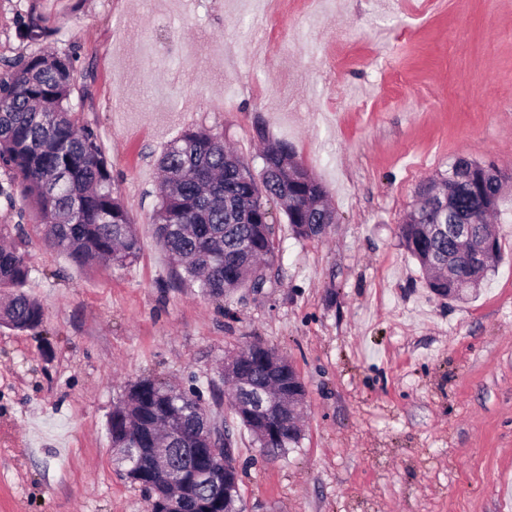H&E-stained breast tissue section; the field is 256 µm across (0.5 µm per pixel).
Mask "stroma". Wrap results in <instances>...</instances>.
I'll use <instances>...</instances> for the list:
<instances>
[{
    "label": "stroma",
    "instance_id": "35a3bbf8",
    "mask_svg": "<svg viewBox=\"0 0 512 512\" xmlns=\"http://www.w3.org/2000/svg\"><path fill=\"white\" fill-rule=\"evenodd\" d=\"M33 16L43 40L22 36ZM39 53L73 58L71 104L140 251L76 268L0 196L44 311L37 330L0 328V512H147L107 434L125 385L207 389L254 341L306 398L274 459L218 405L243 512H512V191L475 298L432 294L398 230L457 158L512 176V0H0V74ZM199 127L256 174L264 141L288 143L336 208L320 238L278 217L261 291L181 285L154 234L158 161Z\"/></svg>",
    "mask_w": 512,
    "mask_h": 512
}]
</instances>
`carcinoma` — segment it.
Segmentation results:
<instances>
[{"label": "carcinoma", "instance_id": "cac0c4a2", "mask_svg": "<svg viewBox=\"0 0 512 512\" xmlns=\"http://www.w3.org/2000/svg\"><path fill=\"white\" fill-rule=\"evenodd\" d=\"M0 77V166L13 174L19 194L42 226L45 247L86 270L107 262L124 268L140 250L137 225L112 188V172L95 134L77 124L70 103L73 59L36 54L9 64ZM260 177L224 147V137L205 128L188 130L170 142L159 162L163 179L151 223L155 236L174 265L178 279L203 296L222 297L239 288L263 286L277 256L270 204L283 205L294 234L320 237L323 225L336 223L322 184L283 144H269L262 155ZM469 177L454 184L449 211L430 203L444 189L430 179L421 183L420 202L407 211L399 238L419 263L426 286L448 287V262L462 268L465 253L457 248L448 225L474 217L489 232L488 218L498 212L503 194L485 183L498 175L491 165L469 160ZM10 230L0 227V326L17 332L37 328L43 320L39 300L24 291L31 266L28 256L8 241ZM265 351L247 349L224 369L232 384L231 404L255 443L264 447V426L248 413L260 400L284 390L290 372L270 373ZM197 389L172 392L157 379L139 380L114 406L107 422L114 448H140L143 479L153 489L167 488L164 468L154 464L150 449L162 440L167 464L190 476L203 467L197 449L209 439L219 448L232 447L230 429L219 423ZM302 399H289L291 419L281 428L273 454L298 444L301 429L296 408ZM217 494L199 486L193 501L210 502Z\"/></svg>", "mask_w": 512, "mask_h": 512}]
</instances>
